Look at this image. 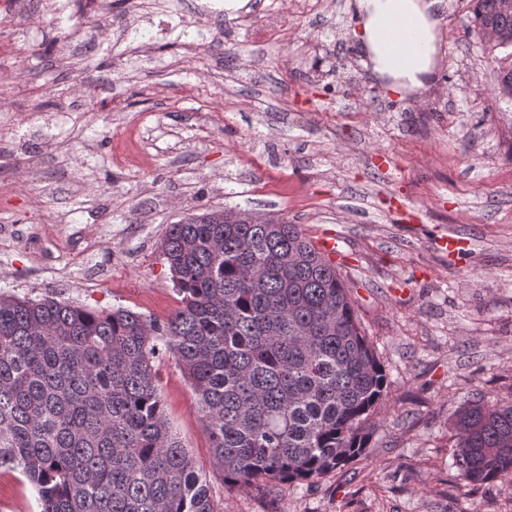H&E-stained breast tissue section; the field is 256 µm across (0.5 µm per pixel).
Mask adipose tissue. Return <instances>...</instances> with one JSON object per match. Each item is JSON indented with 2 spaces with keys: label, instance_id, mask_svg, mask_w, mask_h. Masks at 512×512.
I'll return each instance as SVG.
<instances>
[{
  "label": "adipose tissue",
  "instance_id": "obj_1",
  "mask_svg": "<svg viewBox=\"0 0 512 512\" xmlns=\"http://www.w3.org/2000/svg\"><path fill=\"white\" fill-rule=\"evenodd\" d=\"M372 70L398 91L422 89L438 56L444 0H354Z\"/></svg>",
  "mask_w": 512,
  "mask_h": 512
}]
</instances>
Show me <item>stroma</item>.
<instances>
[{"mask_svg":"<svg viewBox=\"0 0 512 512\" xmlns=\"http://www.w3.org/2000/svg\"><path fill=\"white\" fill-rule=\"evenodd\" d=\"M427 91L376 78L353 0H28L0 39L29 60L0 82V294L166 321L161 242L186 214L288 218L335 258L389 375L364 456L316 484L229 493L196 396L168 355L166 415L219 512H512V483L462 486L455 420L512 402V51L447 0ZM206 45L203 60L192 57ZM418 219L401 218L402 205ZM454 233L459 256L440 249ZM0 512H40L0 467Z\"/></svg>","mask_w":512,"mask_h":512,"instance_id":"obj_1","label":"stroma"}]
</instances>
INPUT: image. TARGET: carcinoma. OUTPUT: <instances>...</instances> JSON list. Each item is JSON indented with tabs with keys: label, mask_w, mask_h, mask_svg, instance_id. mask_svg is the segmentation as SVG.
Listing matches in <instances>:
<instances>
[{
	"label": "carcinoma",
	"mask_w": 512,
	"mask_h": 512,
	"mask_svg": "<svg viewBox=\"0 0 512 512\" xmlns=\"http://www.w3.org/2000/svg\"><path fill=\"white\" fill-rule=\"evenodd\" d=\"M474 29L512 48V11L471 0ZM496 92L512 98V67ZM179 307L160 323L55 297L0 294V467L41 512H218L172 432L156 361L190 380L229 492L317 483L369 448L386 369L338 267L285 218L189 213L162 241ZM453 467L512 482V404L462 408Z\"/></svg>",
	"instance_id": "carcinoma-1"
}]
</instances>
